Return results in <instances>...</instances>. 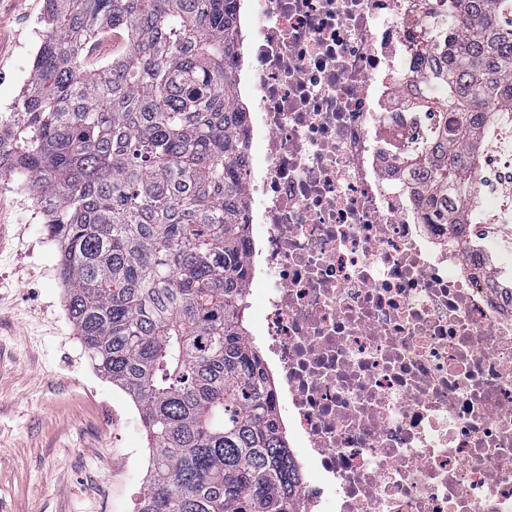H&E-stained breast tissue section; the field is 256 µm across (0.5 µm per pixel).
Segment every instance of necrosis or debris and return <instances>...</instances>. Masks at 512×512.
Here are the masks:
<instances>
[{
    "label": "necrosis or debris",
    "mask_w": 512,
    "mask_h": 512,
    "mask_svg": "<svg viewBox=\"0 0 512 512\" xmlns=\"http://www.w3.org/2000/svg\"><path fill=\"white\" fill-rule=\"evenodd\" d=\"M245 264L299 512H512V250L494 284L401 161L440 0H246Z\"/></svg>",
    "instance_id": "obj_1"
}]
</instances>
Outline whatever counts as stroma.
<instances>
[{"label": "stroma", "mask_w": 512, "mask_h": 512, "mask_svg": "<svg viewBox=\"0 0 512 512\" xmlns=\"http://www.w3.org/2000/svg\"><path fill=\"white\" fill-rule=\"evenodd\" d=\"M44 9L0 0V112L29 77ZM41 221L0 181V512H134L149 465L140 414L87 360Z\"/></svg>", "instance_id": "1"}]
</instances>
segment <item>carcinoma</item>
<instances>
[{
    "instance_id": "cac0c4a2",
    "label": "carcinoma",
    "mask_w": 512,
    "mask_h": 512,
    "mask_svg": "<svg viewBox=\"0 0 512 512\" xmlns=\"http://www.w3.org/2000/svg\"><path fill=\"white\" fill-rule=\"evenodd\" d=\"M236 0H46L28 84L0 113V180L19 182L59 256L92 367L138 408L137 512H298L297 466L244 327L247 112L235 102ZM453 31L418 49L427 108L452 110L408 160L432 224H453L465 137L512 106V0H443ZM112 60L84 63L105 30Z\"/></svg>"
}]
</instances>
